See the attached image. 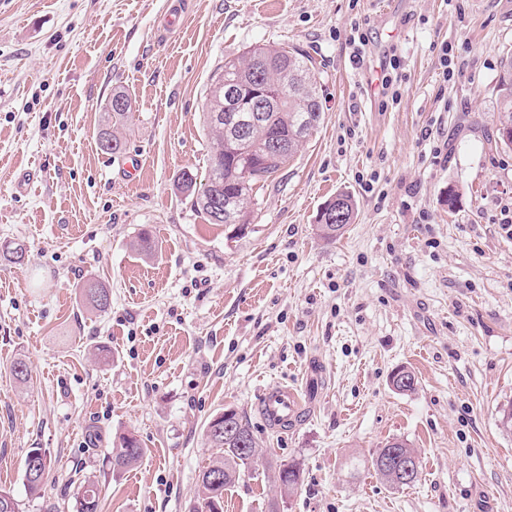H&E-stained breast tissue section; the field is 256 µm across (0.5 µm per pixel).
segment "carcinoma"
<instances>
[{"instance_id": "obj_1", "label": "carcinoma", "mask_w": 512, "mask_h": 512, "mask_svg": "<svg viewBox=\"0 0 512 512\" xmlns=\"http://www.w3.org/2000/svg\"><path fill=\"white\" fill-rule=\"evenodd\" d=\"M294 77L304 87L301 93L284 97L276 96L284 75ZM232 80L237 86V100L248 104L263 91L270 94V102L261 113L259 124L248 136V144L230 150L226 143L238 135L231 122V112L226 110L224 83ZM120 103H131L122 90L112 94L107 111L112 119L121 121L128 117L130 109H121ZM499 116L501 128H512V59L503 64L499 80ZM323 105L315 75V62L300 49L288 50L273 45H256L243 54L227 58L224 66L213 75L209 93L202 106L203 126L210 135L209 170L205 181L199 182L190 172H182L177 179L178 190L186 195L191 206L204 215L210 224H236L245 230L251 224L256 194L254 186L267 180L283 169L297 155L304 143L313 135L322 120ZM288 139L285 151L272 153L267 144L273 138ZM101 151L116 155L124 151V143L111 125L98 131ZM336 210V218L330 223L318 222L317 231L326 240L340 236L346 225L352 223L355 207L352 198L345 194L325 204L324 210ZM85 306L100 313L111 303L110 289L101 281L88 278L80 285ZM224 419L218 412L206 423L203 436L205 444L218 449L212 464L200 475L197 505L193 512H224V488L239 480L256 463L259 444L249 424L236 411H231V429L226 431L214 425ZM145 449L131 432L119 434L112 448V466L120 470L134 465L143 456ZM36 449L27 453L23 465V483L30 494L41 498L51 463L28 469L32 461H39ZM371 466L376 474L390 487L398 488L401 475L381 468L380 451L371 457ZM274 479L280 495H289L301 485L303 473L295 464H281L276 468ZM100 488L96 481L87 480L80 486L75 497L74 512H98Z\"/></svg>"}]
</instances>
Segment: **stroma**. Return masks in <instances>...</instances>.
I'll return each mask as SVG.
<instances>
[{"label": "stroma", "mask_w": 512, "mask_h": 512, "mask_svg": "<svg viewBox=\"0 0 512 512\" xmlns=\"http://www.w3.org/2000/svg\"><path fill=\"white\" fill-rule=\"evenodd\" d=\"M268 43L315 60L324 112L242 232L207 223L176 182L208 171L213 75ZM387 53L401 60L388 105ZM509 57L512 0H0V246L27 248L0 259V488L21 512H42L22 480L33 448L61 512L88 477L99 512H191L214 456L204 424L223 409L263 452L224 512H512V149L496 144ZM116 89L132 114L111 155L97 134ZM339 193L356 214L329 242L318 214ZM90 276L112 291L104 313L80 300ZM402 367L414 391L391 387ZM273 382L307 407L296 429L259 411ZM127 431L145 453L117 472ZM394 438L419 451L413 486L370 465ZM288 462L304 480L283 498L271 474Z\"/></svg>", "instance_id": "stroma-1"}]
</instances>
